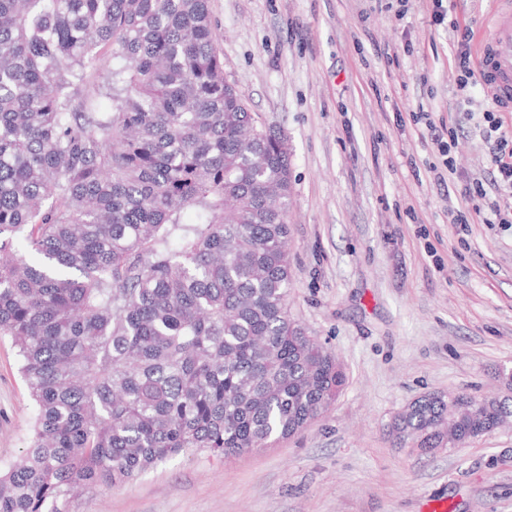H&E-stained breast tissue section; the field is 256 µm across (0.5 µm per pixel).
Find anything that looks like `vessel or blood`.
<instances>
[{"label":"vessel or blood","instance_id":"obj_1","mask_svg":"<svg viewBox=\"0 0 512 512\" xmlns=\"http://www.w3.org/2000/svg\"><path fill=\"white\" fill-rule=\"evenodd\" d=\"M476 68L496 105L512 112V7L493 14L478 45Z\"/></svg>","mask_w":512,"mask_h":512}]
</instances>
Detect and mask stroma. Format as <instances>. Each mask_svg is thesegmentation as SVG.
Listing matches in <instances>:
<instances>
[{
	"mask_svg": "<svg viewBox=\"0 0 512 512\" xmlns=\"http://www.w3.org/2000/svg\"><path fill=\"white\" fill-rule=\"evenodd\" d=\"M209 0L224 75L288 142V313L343 368L301 432L229 459L191 450L69 512H512V427L421 455L394 416L429 393L512 397V224L448 222L438 146L408 113L475 126L453 148L458 187L487 169L494 104L457 89L451 22L486 29L492 0ZM0 336V468L27 447L33 401Z\"/></svg>",
	"mask_w": 512,
	"mask_h": 512,
	"instance_id": "obj_1",
	"label": "stroma"
}]
</instances>
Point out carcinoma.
Returning a JSON list of instances; mask_svg holds the SVG:
<instances>
[{"instance_id":"carcinoma-1","label":"carcinoma","mask_w":512,"mask_h":512,"mask_svg":"<svg viewBox=\"0 0 512 512\" xmlns=\"http://www.w3.org/2000/svg\"><path fill=\"white\" fill-rule=\"evenodd\" d=\"M103 58L109 112L85 98ZM289 198L209 0H0V335L34 403L0 512H67L78 487L266 448L328 409L345 376L288 315ZM508 418L509 398L430 393L387 434L431 454Z\"/></svg>"}]
</instances>
